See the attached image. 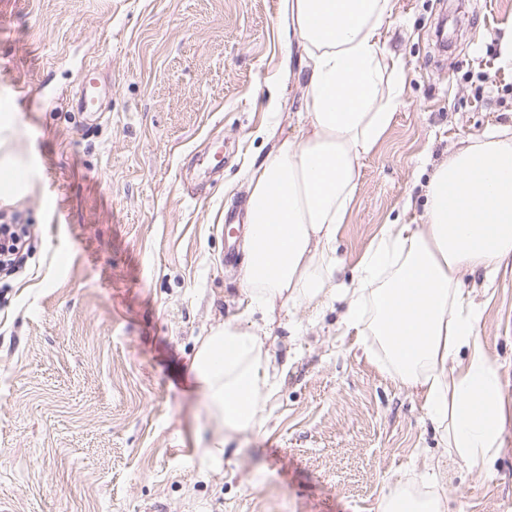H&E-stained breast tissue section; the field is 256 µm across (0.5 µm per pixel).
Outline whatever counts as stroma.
Listing matches in <instances>:
<instances>
[{"label": "stroma", "instance_id": "1", "mask_svg": "<svg viewBox=\"0 0 512 512\" xmlns=\"http://www.w3.org/2000/svg\"><path fill=\"white\" fill-rule=\"evenodd\" d=\"M392 2L403 101L361 161L343 280L383 225L424 223L459 140L512 126V0ZM286 40L282 0H0V113L30 183L0 224L34 228L0 278V512H380L398 486L441 493L443 512H512V431L490 469L470 466L373 337L345 335L343 304L246 307L224 224L306 122L288 76L306 53ZM90 69L112 85L100 112L76 109ZM462 281L512 395V269ZM242 314L267 330L276 390L212 464L190 363Z\"/></svg>", "mask_w": 512, "mask_h": 512}]
</instances>
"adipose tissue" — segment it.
Masks as SVG:
<instances>
[{"mask_svg":"<svg viewBox=\"0 0 512 512\" xmlns=\"http://www.w3.org/2000/svg\"><path fill=\"white\" fill-rule=\"evenodd\" d=\"M392 0H283L288 36L307 52L303 93L308 125L280 139L253 166L244 207L242 289L264 309L303 301H346L342 323L373 336L383 367L416 390L444 448L478 465L493 461L512 424V399L475 332L462 271L496 273L512 260V133L462 140L433 171L422 224H387L350 282L336 280L334 243L360 179V162L402 103L399 61L381 39ZM10 117L0 115V198L28 186ZM264 328L225 320L192 359L209 403L211 460L224 435L266 416L274 385Z\"/></svg>","mask_w":512,"mask_h":512,"instance_id":"ef3b65f1","label":"adipose tissue"}]
</instances>
